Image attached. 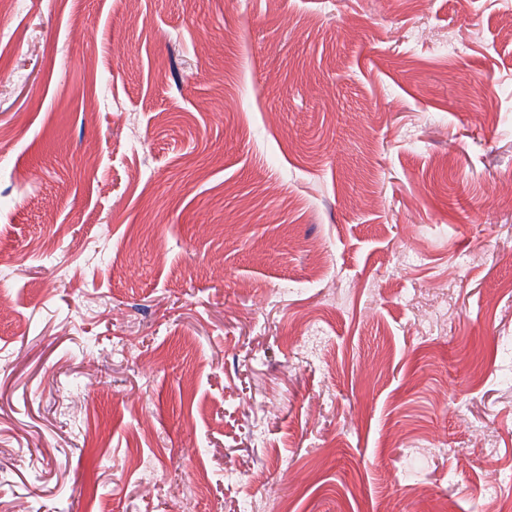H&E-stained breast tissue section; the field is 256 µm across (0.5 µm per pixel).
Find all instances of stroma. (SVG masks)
<instances>
[{"mask_svg": "<svg viewBox=\"0 0 512 512\" xmlns=\"http://www.w3.org/2000/svg\"><path fill=\"white\" fill-rule=\"evenodd\" d=\"M506 3L0 11V512L512 494Z\"/></svg>", "mask_w": 512, "mask_h": 512, "instance_id": "1", "label": "stroma"}]
</instances>
